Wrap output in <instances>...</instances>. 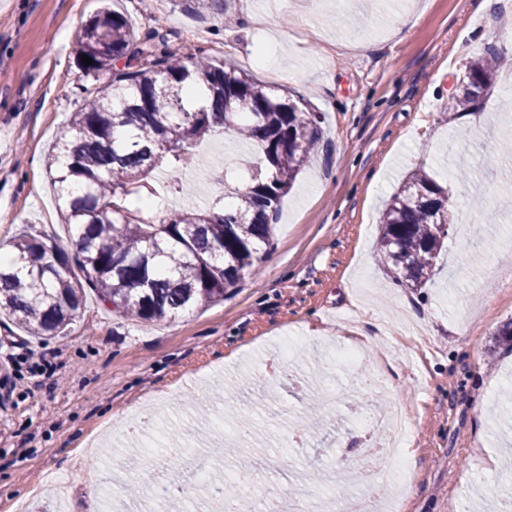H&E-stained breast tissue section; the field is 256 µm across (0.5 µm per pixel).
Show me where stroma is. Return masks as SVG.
<instances>
[{"mask_svg": "<svg viewBox=\"0 0 512 512\" xmlns=\"http://www.w3.org/2000/svg\"><path fill=\"white\" fill-rule=\"evenodd\" d=\"M98 0H0V246L31 231L69 248L46 160L65 120L104 74L77 64L78 38ZM139 33L158 30L152 51L231 57L274 94L323 113L321 144L283 196L273 246L257 273L223 300L176 318L144 322L110 311L88 294L66 335L37 347L48 355L40 380L27 363L0 357V381L15 390L0 406V512H56L43 484L70 479L69 512H100L87 484L127 497L122 422L149 400L178 436L164 455L206 436L210 408L233 404L254 425L258 456L280 454L283 470H256L249 487L284 489L285 471L332 468L374 454L352 428L371 409L366 386L325 356L322 337L356 313L371 336L374 386L385 411L410 410L405 481L386 484L400 512H507L512 481V353L493 336L512 321V155L496 151L512 128V95L498 71L477 105L482 124L450 110L466 66L487 47L512 57V0H116ZM414 24L398 31L402 13ZM251 156L232 136L197 147L185 182L203 183L225 153ZM425 168L458 206L442 269L420 288L395 284L377 241L386 202ZM469 170L461 185L449 179ZM303 337L302 352L252 395L280 344Z\"/></svg>", "mask_w": 512, "mask_h": 512, "instance_id": "1", "label": "stroma"}]
</instances>
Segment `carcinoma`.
<instances>
[{"instance_id":"1","label":"carcinoma","mask_w":512,"mask_h":512,"mask_svg":"<svg viewBox=\"0 0 512 512\" xmlns=\"http://www.w3.org/2000/svg\"><path fill=\"white\" fill-rule=\"evenodd\" d=\"M153 31L141 37L105 3L78 40L88 73L112 72L84 107L72 113L47 159L74 253L27 232L0 261V319L30 336H55L78 317L86 290L118 314L161 320L224 298L257 272L270 246L282 197L319 143L320 117L288 96H276L230 62L198 56L156 57ZM127 59L124 67L113 63ZM501 63L496 49L471 60L468 82L448 108L475 106ZM229 133L257 150L248 180L224 159L215 180L224 194L173 211L152 208V173L165 167L173 192L190 195L177 174L194 162L205 138ZM85 181L79 195L71 178ZM448 192L414 171L388 201L379 238L398 285L420 288L433 274L450 221ZM80 267L83 277L72 274Z\"/></svg>"}]
</instances>
